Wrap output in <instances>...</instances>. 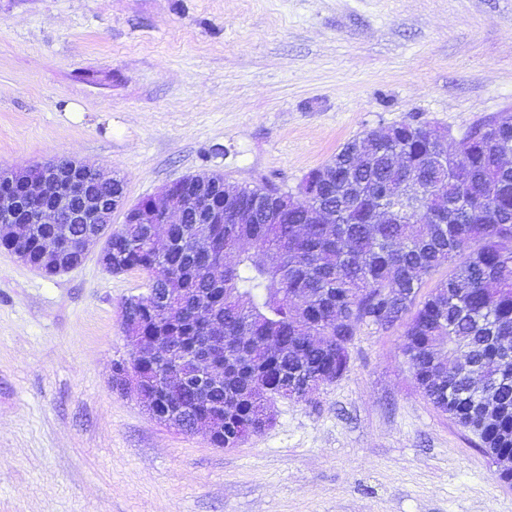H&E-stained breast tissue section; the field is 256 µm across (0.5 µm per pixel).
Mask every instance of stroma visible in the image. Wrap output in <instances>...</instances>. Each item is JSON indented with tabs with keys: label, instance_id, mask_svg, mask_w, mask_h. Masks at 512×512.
Returning a JSON list of instances; mask_svg holds the SVG:
<instances>
[{
	"label": "stroma",
	"instance_id": "1",
	"mask_svg": "<svg viewBox=\"0 0 512 512\" xmlns=\"http://www.w3.org/2000/svg\"><path fill=\"white\" fill-rule=\"evenodd\" d=\"M510 111L512 0H0V167L83 160L130 205L199 172L295 194L365 131L454 144ZM145 290L0 248V512H512L400 326L360 325L342 377L235 447L157 422L112 387Z\"/></svg>",
	"mask_w": 512,
	"mask_h": 512
}]
</instances>
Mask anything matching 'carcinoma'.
<instances>
[{
	"mask_svg": "<svg viewBox=\"0 0 512 512\" xmlns=\"http://www.w3.org/2000/svg\"><path fill=\"white\" fill-rule=\"evenodd\" d=\"M512 123L474 126L450 150L441 137L392 125L380 139L365 135L343 145L304 178L300 195H282L286 224H167L174 246L163 259L144 242L145 225L124 224L112 249L125 270L149 273V291L171 292L192 320L159 322V333L191 348L210 322H224V383L209 402L224 411L225 440L274 423L273 402L302 400L292 380L333 382L348 368L341 351L362 324L388 329L405 322L403 354L426 398L478 440L482 449L512 453ZM218 201L265 187L232 184L216 173ZM417 182L420 202L407 208L384 195L383 183ZM336 208L328 224L310 212ZM200 228L211 249L189 240ZM236 255L235 262L226 257ZM448 266L428 296L418 294L437 269ZM465 353V361L451 363ZM482 373L497 392L492 419L472 413L466 386ZM170 399L202 415L192 386Z\"/></svg>",
	"mask_w": 512,
	"mask_h": 512,
	"instance_id": "1",
	"label": "carcinoma"
}]
</instances>
